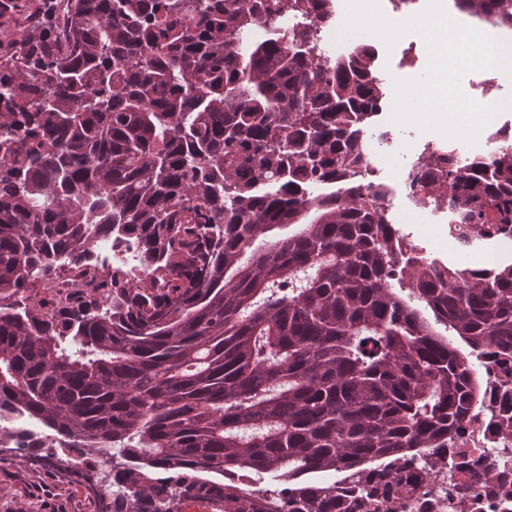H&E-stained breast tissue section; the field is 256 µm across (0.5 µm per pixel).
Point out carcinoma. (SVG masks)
I'll return each instance as SVG.
<instances>
[{
	"label": "carcinoma",
	"mask_w": 512,
	"mask_h": 512,
	"mask_svg": "<svg viewBox=\"0 0 512 512\" xmlns=\"http://www.w3.org/2000/svg\"><path fill=\"white\" fill-rule=\"evenodd\" d=\"M512 30V0H454ZM332 0H0V405L112 466L99 512H349L482 405L512 358V263L420 255L366 183L376 50ZM433 151L417 204L512 239V147ZM145 280L26 295L99 230ZM266 474L276 489L242 479ZM335 473L331 484L313 475ZM334 16L329 24L322 28L321 47L329 56H336L345 52L352 44H359V32L355 33L342 41H337L336 37L345 24L347 17L346 0L333 1ZM479 369L487 381L485 396L486 405L493 407L497 415L502 410L504 403V387L509 385L512 393V360L507 363L501 361L494 355V349L488 348L478 357ZM511 385L508 384V381Z\"/></svg>",
	"instance_id": "obj_1"
}]
</instances>
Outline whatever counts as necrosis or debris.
Returning <instances> with one entry per match:
<instances>
[{
    "label": "necrosis or debris",
    "mask_w": 512,
    "mask_h": 512,
    "mask_svg": "<svg viewBox=\"0 0 512 512\" xmlns=\"http://www.w3.org/2000/svg\"><path fill=\"white\" fill-rule=\"evenodd\" d=\"M81 263L89 269L119 271L131 280L143 275L138 244L132 238L99 237ZM477 362L487 381V407L475 412L447 448L449 459L463 462V469L434 466L427 460L397 463L391 475L401 480L402 491L363 505L358 512H512V437L502 435L512 425V410L503 409L512 360L501 361L489 348ZM44 437L40 425L25 419H7L0 431V440L8 439L17 457L31 465L40 460L34 444Z\"/></svg>",
    "instance_id": "1"
}]
</instances>
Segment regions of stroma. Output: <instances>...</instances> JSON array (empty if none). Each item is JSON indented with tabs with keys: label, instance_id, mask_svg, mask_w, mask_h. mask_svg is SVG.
<instances>
[{
	"label": "stroma",
	"instance_id": "35a3bbf8",
	"mask_svg": "<svg viewBox=\"0 0 512 512\" xmlns=\"http://www.w3.org/2000/svg\"><path fill=\"white\" fill-rule=\"evenodd\" d=\"M376 65L384 80L388 106L377 122L389 128L396 146L395 165L385 167L381 182L395 190L399 183V167L417 161L424 144L437 149L447 148L452 140L439 132L421 129L415 124H400L393 120L392 101L396 99V84L421 76L429 61L424 39L410 32L401 36L394 45L375 40ZM393 219L401 223L400 230L430 259L455 267H469L497 257L499 263L512 262V239L479 240L468 250L457 249L448 238L447 214L430 215L428 223H417L409 212L403 195L394 198ZM81 479L62 481L53 469L36 468L16 462L10 449L0 450V512H98V500L88 494Z\"/></svg>",
	"mask_w": 512,
	"mask_h": 512
}]
</instances>
